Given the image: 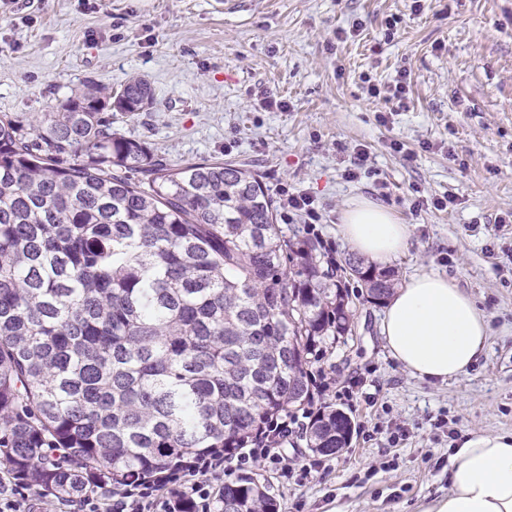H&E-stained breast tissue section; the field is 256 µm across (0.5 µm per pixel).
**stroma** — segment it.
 Returning a JSON list of instances; mask_svg holds the SVG:
<instances>
[{"label":"stroma","mask_w":512,"mask_h":512,"mask_svg":"<svg viewBox=\"0 0 512 512\" xmlns=\"http://www.w3.org/2000/svg\"><path fill=\"white\" fill-rule=\"evenodd\" d=\"M136 75L153 103L114 130L173 163L247 164L275 198L307 192L337 258L343 207L383 205L411 228L399 278L448 274L487 313L484 357L431 384L390 357L382 307L358 304L324 364L348 446L305 481L316 456L298 434L280 447L291 474L247 469L280 512H425L448 493L454 441L512 432V0H0V113Z\"/></svg>","instance_id":"35a3bbf8"}]
</instances>
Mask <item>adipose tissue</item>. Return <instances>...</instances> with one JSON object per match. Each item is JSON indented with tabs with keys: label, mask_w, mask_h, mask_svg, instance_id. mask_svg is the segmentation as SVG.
<instances>
[{
	"label": "adipose tissue",
	"mask_w": 512,
	"mask_h": 512,
	"mask_svg": "<svg viewBox=\"0 0 512 512\" xmlns=\"http://www.w3.org/2000/svg\"><path fill=\"white\" fill-rule=\"evenodd\" d=\"M339 232L350 250L386 266L409 246L410 229L383 206L361 199L343 209ZM381 330L390 357L430 383L465 375L481 359L489 321L455 279L412 275L387 302ZM425 512H512V432L471 431L448 464V494Z\"/></svg>",
	"instance_id": "obj_1"
}]
</instances>
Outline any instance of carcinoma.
Returning a JSON list of instances; mask_svg holds the SVG:
<instances>
[{"label": "carcinoma", "mask_w": 512, "mask_h": 512, "mask_svg": "<svg viewBox=\"0 0 512 512\" xmlns=\"http://www.w3.org/2000/svg\"><path fill=\"white\" fill-rule=\"evenodd\" d=\"M153 101L143 77L90 79L49 110L0 114V465L75 499L235 453L315 403L310 368L352 335L346 264L381 305L395 271L287 234L262 176L169 164L112 129ZM308 449L333 456L350 417L323 402ZM218 512H279L249 474Z\"/></svg>", "instance_id": "1"}]
</instances>
